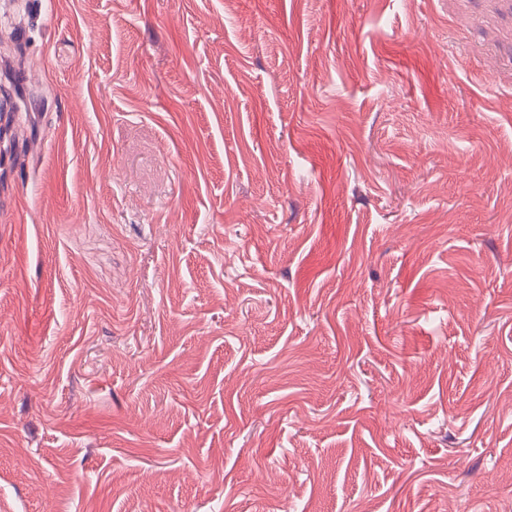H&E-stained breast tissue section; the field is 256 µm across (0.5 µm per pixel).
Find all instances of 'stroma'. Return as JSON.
I'll return each instance as SVG.
<instances>
[{"instance_id":"35a3bbf8","label":"stroma","mask_w":512,"mask_h":512,"mask_svg":"<svg viewBox=\"0 0 512 512\" xmlns=\"http://www.w3.org/2000/svg\"><path fill=\"white\" fill-rule=\"evenodd\" d=\"M0 512H512V0H0Z\"/></svg>"}]
</instances>
